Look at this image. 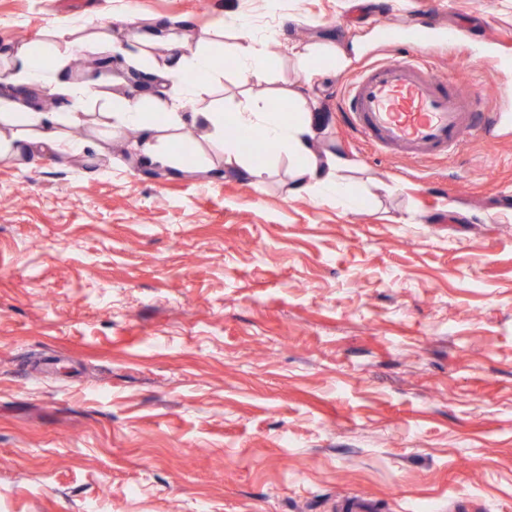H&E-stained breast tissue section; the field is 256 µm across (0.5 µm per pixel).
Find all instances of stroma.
Returning <instances> with one entry per match:
<instances>
[{
    "instance_id": "1",
    "label": "stroma",
    "mask_w": 512,
    "mask_h": 512,
    "mask_svg": "<svg viewBox=\"0 0 512 512\" xmlns=\"http://www.w3.org/2000/svg\"><path fill=\"white\" fill-rule=\"evenodd\" d=\"M430 3L436 76L501 113L492 140L420 162L350 127L344 86L386 58L377 23ZM269 60L241 84L233 21ZM165 23L224 66L198 103L318 101L319 151L360 196L255 184L203 130L189 168L143 165L101 123L129 69L85 104L95 153L0 161V512H512V0H0V56L55 28L130 48ZM280 31L265 40L267 29ZM349 50L305 84L299 56Z\"/></svg>"
}]
</instances>
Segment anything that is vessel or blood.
<instances>
[{"mask_svg":"<svg viewBox=\"0 0 512 512\" xmlns=\"http://www.w3.org/2000/svg\"><path fill=\"white\" fill-rule=\"evenodd\" d=\"M383 41L409 52L367 66L349 82L344 110L356 133L377 150L412 160L454 154L475 137H490L483 102L464 86L435 78L425 57L441 37L425 26H384Z\"/></svg>","mask_w":512,"mask_h":512,"instance_id":"1","label":"vessel or blood"}]
</instances>
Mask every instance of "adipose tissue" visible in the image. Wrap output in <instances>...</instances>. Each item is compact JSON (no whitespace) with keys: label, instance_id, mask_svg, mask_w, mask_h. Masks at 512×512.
<instances>
[{"label":"adipose tissue","instance_id":"ef3b65f1","mask_svg":"<svg viewBox=\"0 0 512 512\" xmlns=\"http://www.w3.org/2000/svg\"><path fill=\"white\" fill-rule=\"evenodd\" d=\"M242 41L237 55V72L243 83H260L268 78L267 59L257 49V38L246 21L236 26ZM137 52L126 55L127 64L134 65L147 59L152 48L163 49L162 62L154 63L151 70L159 93L154 97V108L163 113L164 124L148 119L138 98H125L113 105L112 132L134 126L140 131L137 143L143 164L183 168L181 154L169 149L162 137L163 130L206 129L213 146L224 157V170L259 183L268 169L257 166L245 158L236 139L237 134L252 133L266 141L273 151L284 153L291 166L293 189L314 197H332L345 207L357 204L358 198L345 176L353 162L341 151L318 152L317 101L293 92L297 111L291 121H284L266 105L247 100L232 112H218L209 107L195 106L193 100L200 81L216 75L224 58V46L212 39L204 45L188 50L186 45L165 34V28L154 25L135 28L132 35ZM91 52L112 58L115 48L111 38L103 37L88 42L74 35L73 29L59 28L52 35L49 45L25 44L10 53L0 78L4 86L45 84L57 96L61 105L57 112H37L19 99L0 98V159L22 160L31 156L64 158L86 155L95 151L93 143L85 141L64 142L63 124L79 125L85 114L80 103L101 99L102 84L94 72H86L80 80L66 76V66L71 57Z\"/></svg>","mask_w":512,"mask_h":512}]
</instances>
